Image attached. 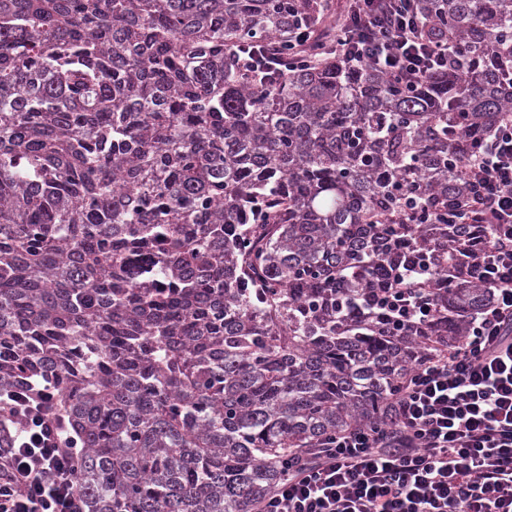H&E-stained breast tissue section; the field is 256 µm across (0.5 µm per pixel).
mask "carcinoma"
Here are the masks:
<instances>
[{
	"label": "carcinoma",
	"mask_w": 512,
	"mask_h": 512,
	"mask_svg": "<svg viewBox=\"0 0 512 512\" xmlns=\"http://www.w3.org/2000/svg\"><path fill=\"white\" fill-rule=\"evenodd\" d=\"M417 5L470 58L410 92L316 53L329 0H0V389L55 388L88 512H253L292 449L394 441L466 336L488 228L448 199L512 113V0ZM298 27L262 84L227 51ZM410 288H396L393 294L386 299L390 301L396 308L400 316L408 320L417 318L419 320L427 319L430 315V308L427 303H423L415 295L409 294Z\"/></svg>",
	"instance_id": "cac0c4a2"
}]
</instances>
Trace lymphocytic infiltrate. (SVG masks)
Segmentation results:
<instances>
[{
	"instance_id": "1",
	"label": "lymphocytic infiltrate",
	"mask_w": 512,
	"mask_h": 512,
	"mask_svg": "<svg viewBox=\"0 0 512 512\" xmlns=\"http://www.w3.org/2000/svg\"><path fill=\"white\" fill-rule=\"evenodd\" d=\"M417 0H349L330 54L415 86L464 56L422 34ZM257 81L301 62L277 42L238 45ZM470 223L489 227L474 260L489 300L463 341L406 378L403 445L371 430L318 439L289 459L254 512H512V114L480 142L467 170ZM43 388L0 391V512H85L74 490L77 442Z\"/></svg>"
}]
</instances>
